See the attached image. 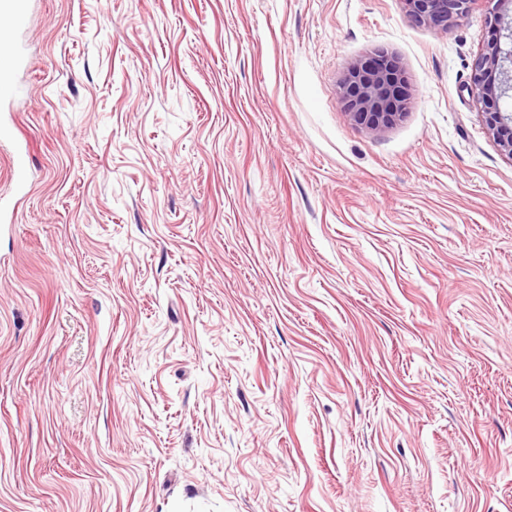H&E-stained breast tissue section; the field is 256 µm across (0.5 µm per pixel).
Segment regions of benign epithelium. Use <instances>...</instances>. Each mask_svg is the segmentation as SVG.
Listing matches in <instances>:
<instances>
[{
  "label": "benign epithelium",
  "instance_id": "benign-epithelium-1",
  "mask_svg": "<svg viewBox=\"0 0 512 512\" xmlns=\"http://www.w3.org/2000/svg\"><path fill=\"white\" fill-rule=\"evenodd\" d=\"M405 2L415 23L446 30L467 17L472 0ZM471 93L484 105L488 135L512 157V113L501 107V101L512 95V46L502 47L497 38L480 53L473 65ZM411 97L398 61L384 53L352 62L341 83V99L351 120L371 132L396 124Z\"/></svg>",
  "mask_w": 512,
  "mask_h": 512
}]
</instances>
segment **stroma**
Instances as JSON below:
<instances>
[{
    "label": "stroma",
    "instance_id": "stroma-1",
    "mask_svg": "<svg viewBox=\"0 0 512 512\" xmlns=\"http://www.w3.org/2000/svg\"><path fill=\"white\" fill-rule=\"evenodd\" d=\"M27 5L0 512H512L490 0L443 31L405 0ZM377 50L413 97L369 132L340 82Z\"/></svg>",
    "mask_w": 512,
    "mask_h": 512
}]
</instances>
